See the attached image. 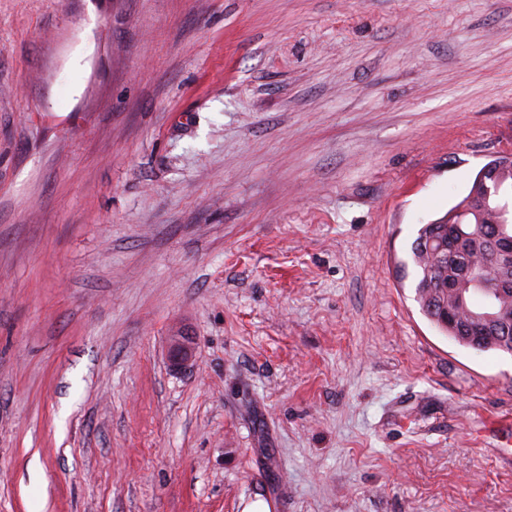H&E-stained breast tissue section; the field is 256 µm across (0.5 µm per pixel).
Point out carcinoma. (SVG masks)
Returning <instances> with one entry per match:
<instances>
[{
	"instance_id": "1",
	"label": "carcinoma",
	"mask_w": 512,
	"mask_h": 512,
	"mask_svg": "<svg viewBox=\"0 0 512 512\" xmlns=\"http://www.w3.org/2000/svg\"><path fill=\"white\" fill-rule=\"evenodd\" d=\"M488 182L497 184V188H512V162L488 164L474 179L468 194L443 217L422 225L410 246V262L403 263V270L413 267L416 285L415 299L422 312L443 333L450 336L459 345L473 348V345L460 336L457 327L448 324L443 312L448 308L456 310L459 318H468L475 307L473 302L466 306L455 303L456 296L448 293V282L436 268L430 248L437 246L435 240L448 238V225L456 224L466 237H482L489 233H502L512 228V222L503 220L501 211L504 203L501 196L494 192L483 195V186ZM485 255L480 251L459 256V261L448 262L446 269L460 282L471 270L483 266Z\"/></svg>"
}]
</instances>
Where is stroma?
Wrapping results in <instances>:
<instances>
[{"label": "stroma", "instance_id": "1", "mask_svg": "<svg viewBox=\"0 0 512 512\" xmlns=\"http://www.w3.org/2000/svg\"><path fill=\"white\" fill-rule=\"evenodd\" d=\"M509 149L512 0H0V512H512L401 271ZM194 357L193 342L188 336H171L169 360L172 368L185 371L192 365Z\"/></svg>", "mask_w": 512, "mask_h": 512}]
</instances>
